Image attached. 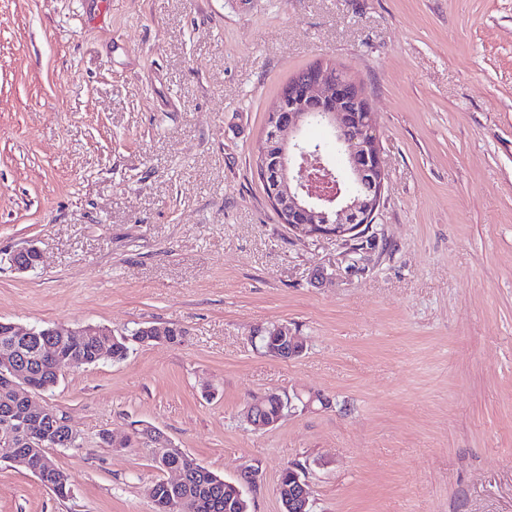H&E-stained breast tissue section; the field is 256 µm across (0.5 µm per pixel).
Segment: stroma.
I'll return each instance as SVG.
<instances>
[{"label":"stroma","mask_w":512,"mask_h":512,"mask_svg":"<svg viewBox=\"0 0 512 512\" xmlns=\"http://www.w3.org/2000/svg\"><path fill=\"white\" fill-rule=\"evenodd\" d=\"M330 63L377 116L360 249L281 224L257 148L284 85ZM37 247L21 273L11 255ZM0 321L179 344L75 366L70 493L0 463V512H154L149 426L282 512H512V0H0ZM287 326L307 349L261 353ZM317 396L256 430L253 397ZM292 482L288 485V477H291ZM290 472L285 470L280 479L278 487L283 489L288 487V494L285 496V503L283 506V512H312L311 506V493L309 488V482L306 479V467L297 464L293 468H290Z\"/></svg>","instance_id":"1"}]
</instances>
